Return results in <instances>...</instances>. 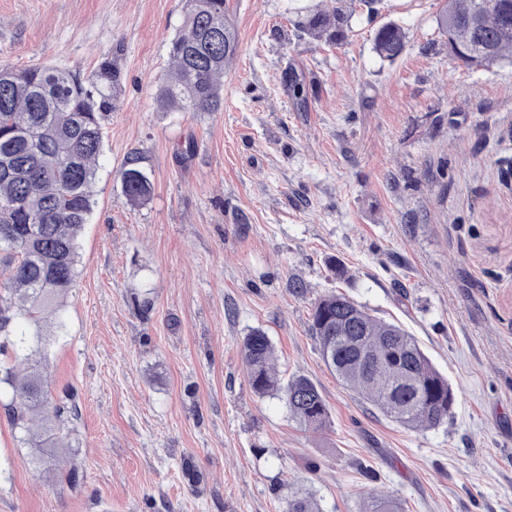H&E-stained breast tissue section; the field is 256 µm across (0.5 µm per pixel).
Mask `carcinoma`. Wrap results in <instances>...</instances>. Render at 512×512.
<instances>
[{
    "instance_id": "obj_1",
    "label": "carcinoma",
    "mask_w": 512,
    "mask_h": 512,
    "mask_svg": "<svg viewBox=\"0 0 512 512\" xmlns=\"http://www.w3.org/2000/svg\"><path fill=\"white\" fill-rule=\"evenodd\" d=\"M350 20L342 0H332L329 9H309L303 30L339 44ZM436 23L446 43L467 51L462 65L512 62V0H447ZM406 45V33L394 21L375 30L373 52L383 62H394ZM237 54L227 0H189L158 88L160 111L223 110L224 71ZM117 81L108 58L86 78L58 65L0 69V390L11 391L12 426L37 462L65 463L57 456L55 431L77 413L74 405L52 401L36 356L49 345L50 327L58 336L65 329L56 314L76 277ZM120 182L131 205L150 200L153 184L138 158L125 162ZM311 328L336 379L384 416L410 430L448 420L454 391L402 327L334 292L315 303ZM242 357L256 395L281 399L308 430L327 425L317 385L302 375L281 378L275 346L263 329L244 337ZM370 498L371 512H401L390 495L372 491ZM286 512L321 508L312 490L299 486L288 491Z\"/></svg>"
}]
</instances>
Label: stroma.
Returning <instances> with one entry per match:
<instances>
[{
	"instance_id": "stroma-1",
	"label": "stroma",
	"mask_w": 512,
	"mask_h": 512,
	"mask_svg": "<svg viewBox=\"0 0 512 512\" xmlns=\"http://www.w3.org/2000/svg\"><path fill=\"white\" fill-rule=\"evenodd\" d=\"M314 2L229 0L224 109L194 113L156 105L187 0H0V68L86 77L108 57L119 75L45 361L79 408L57 434L72 467L34 464L0 396V512H284L274 485L296 480L323 512H366L373 490L405 512H512V64L451 59L444 0H379L373 18L346 0L340 45L302 33ZM387 21L407 47L384 65ZM134 154L154 187L139 207L119 179ZM334 291L416 337L457 394L447 422L403 428L336 380L310 330ZM257 327L280 374L317 384L325 429L253 393ZM406 33L401 25L388 21L373 36V52L382 62H394L406 49Z\"/></svg>"
}]
</instances>
